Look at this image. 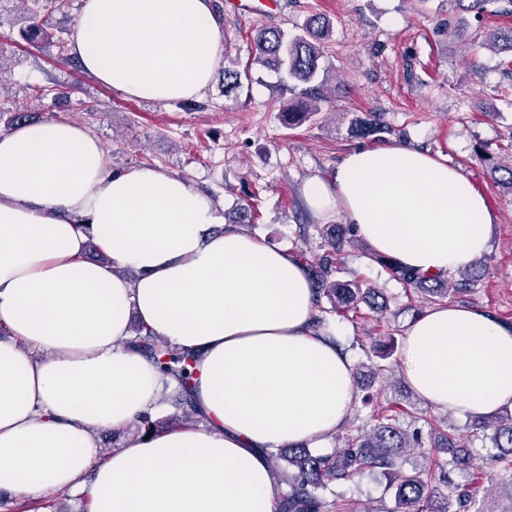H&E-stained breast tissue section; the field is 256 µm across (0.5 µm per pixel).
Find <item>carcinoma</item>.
I'll list each match as a JSON object with an SVG mask.
<instances>
[{"label":"carcinoma","mask_w":512,"mask_h":512,"mask_svg":"<svg viewBox=\"0 0 512 512\" xmlns=\"http://www.w3.org/2000/svg\"><path fill=\"white\" fill-rule=\"evenodd\" d=\"M68 0H33V7L27 10L25 26L21 37L27 44L39 47L55 44L60 47L64 39L53 32V16L67 4ZM462 12L472 13L480 18L486 14L512 15V0H455ZM332 33L330 19L322 14H313L302 26V32L288 35L278 26L260 28L254 38L255 60L257 63L282 71L292 82L288 90L293 92L296 101L281 109L283 123L296 127L318 116L323 108L333 101L328 87L330 69L323 65V41ZM483 45L498 46L512 52V27L489 30ZM224 94H236L243 87L242 74L235 67L226 66L223 71ZM388 128L376 116L367 115L357 119L350 129L356 137L382 139ZM480 158L490 164L491 173L504 172L494 179L498 185L512 190V166H499L491 163L493 152L489 146L481 148ZM315 228L320 237L319 253L308 259L301 252L296 259L307 269L316 290V304L320 315L314 327H322L329 315L357 313L361 306L372 312H379L376 289L365 287L354 280H342L337 274L342 272V253L352 244L355 235L350 224L299 225L300 237ZM367 257L385 268L393 277L407 287L426 296L430 302H440L451 293L466 290L467 283L452 282L445 274H421L400 265L387 255L374 250ZM134 347L156 367L164 377L179 382L184 404L191 413H196L191 400L192 373L196 355L189 349L181 350L138 324L134 329ZM398 403L390 401L379 405L372 412L370 429L365 433L350 436L345 440L341 451L331 456L315 455L303 445L278 449L272 455L273 477L288 486V493L281 501L278 512H322V496L336 484H343L367 470L379 468L390 477L395 509L393 512H486L476 504V493L453 491L444 492L433 484L435 473L424 477L420 471L405 472L399 464L406 448H420L422 442L418 434L400 427ZM475 425L490 431L489 440L498 453L490 456V461L498 467L500 475L512 488V410L505 407L491 418L477 420ZM434 447L448 454V463L454 466H470L472 459L469 450L458 443L456 434L447 431L438 433Z\"/></svg>","instance_id":"1"}]
</instances>
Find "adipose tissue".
Segmentation results:
<instances>
[{"instance_id":"ef3b65f1","label":"adipose tissue","mask_w":512,"mask_h":512,"mask_svg":"<svg viewBox=\"0 0 512 512\" xmlns=\"http://www.w3.org/2000/svg\"><path fill=\"white\" fill-rule=\"evenodd\" d=\"M224 37L212 0H79L68 48L99 84L169 103L208 89ZM302 195L420 273L489 250L483 193L411 145L354 151ZM91 241L111 263L87 259ZM315 314L288 247L225 223L223 202L183 178L112 170L98 135L67 119L0 133V487L85 490L89 512H271L284 488L263 449L325 447L357 397L351 358L311 332ZM135 318L195 352L202 425L131 432L169 387L131 344ZM400 364L434 408L512 407V326L484 309L424 311ZM105 430L125 431L122 446L101 452Z\"/></svg>"}]
</instances>
